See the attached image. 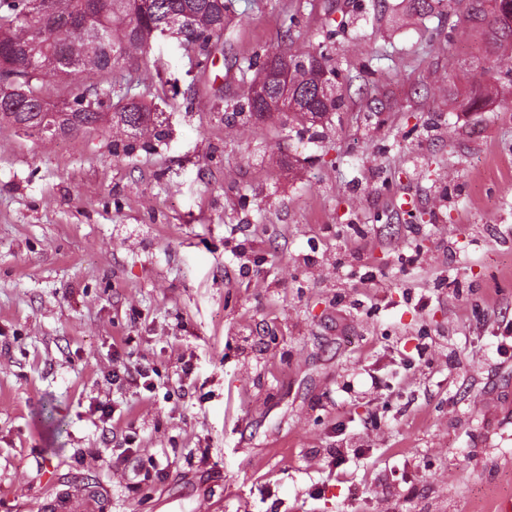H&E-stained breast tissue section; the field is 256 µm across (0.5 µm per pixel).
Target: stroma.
<instances>
[{
  "instance_id": "obj_1",
  "label": "stroma",
  "mask_w": 512,
  "mask_h": 512,
  "mask_svg": "<svg viewBox=\"0 0 512 512\" xmlns=\"http://www.w3.org/2000/svg\"><path fill=\"white\" fill-rule=\"evenodd\" d=\"M225 4L214 65L159 34L114 74L162 139L0 125V512H494L512 78L464 106L487 62L468 0ZM319 52L346 102L323 136L239 115L250 57ZM120 362L153 390L113 383Z\"/></svg>"
}]
</instances>
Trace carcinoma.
<instances>
[{
  "label": "carcinoma",
  "mask_w": 512,
  "mask_h": 512,
  "mask_svg": "<svg viewBox=\"0 0 512 512\" xmlns=\"http://www.w3.org/2000/svg\"><path fill=\"white\" fill-rule=\"evenodd\" d=\"M29 0H0V81L13 78L24 85L28 101L14 109L0 107V124L15 125L21 115L31 112L45 98V78L65 80L75 72L93 76V81L76 88L66 107L71 116L84 123V129L96 128L99 115L116 91L114 73L134 64V53L146 49L155 37L154 29L166 18L189 12V28L184 43L198 47V54L213 60L211 47L222 39L226 17L221 9L208 0H106L100 9L90 13L89 20L102 34L95 42L84 38L66 25L48 29L40 36L33 34L34 22L26 14ZM512 12V0H471L468 18L487 36V54L492 64L482 72L505 70L497 57L499 50L512 46V24L507 15ZM288 60V114L301 124L312 127L323 123L326 113L341 108L335 91L326 94L318 89L317 75L301 67V58ZM163 111L135 101L125 103L112 113V122L127 123L131 138L150 132L161 135L159 127ZM39 422L55 434L63 431L64 423L56 416L53 404L42 405Z\"/></svg>",
  "instance_id": "1"
}]
</instances>
